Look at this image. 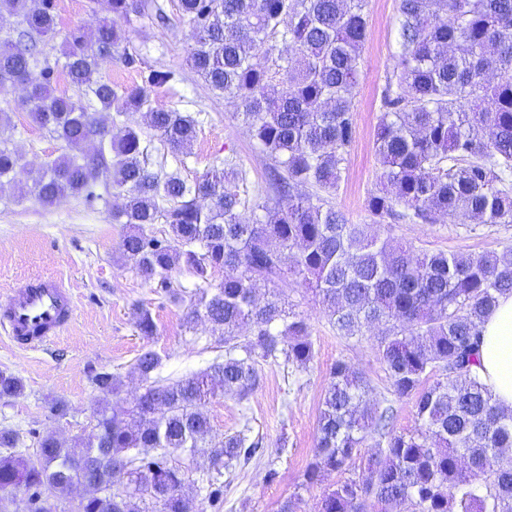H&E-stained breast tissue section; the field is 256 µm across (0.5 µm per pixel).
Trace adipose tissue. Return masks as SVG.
Segmentation results:
<instances>
[{
	"instance_id": "obj_1",
	"label": "adipose tissue",
	"mask_w": 512,
	"mask_h": 512,
	"mask_svg": "<svg viewBox=\"0 0 512 512\" xmlns=\"http://www.w3.org/2000/svg\"><path fill=\"white\" fill-rule=\"evenodd\" d=\"M481 330V365L476 372L493 400L512 409V294L499 298Z\"/></svg>"
}]
</instances>
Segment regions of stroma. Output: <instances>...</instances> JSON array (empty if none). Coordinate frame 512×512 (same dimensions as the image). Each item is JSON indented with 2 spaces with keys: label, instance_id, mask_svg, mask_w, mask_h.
<instances>
[{
  "label": "stroma",
  "instance_id": "obj_1",
  "mask_svg": "<svg viewBox=\"0 0 512 512\" xmlns=\"http://www.w3.org/2000/svg\"><path fill=\"white\" fill-rule=\"evenodd\" d=\"M170 22L161 28L149 19L134 22L129 46L139 61L135 67L120 61L103 70L119 87L141 84L149 70H170L174 81L153 89L151 105L193 116L196 135L186 153L160 154L166 170L178 171L187 186L224 159H232L253 181L264 180L271 159L224 97L210 90L189 67L193 43L191 27L180 18L173 0H164ZM400 0H368L367 39L359 64L358 82L352 90L355 104V139L346 172L336 191L326 198L354 224L370 223L367 202L381 186V169L375 155V128L381 114V95L396 69L400 54L399 31L403 22ZM108 14L107 0H57L60 32L81 26L94 30ZM22 87L0 97V107L12 105L13 147L32 167L65 153L63 143L34 123L19 109ZM99 198L87 203L67 197L53 204L33 198L18 199L12 188L0 189V294L16 281L36 275L54 276L72 288L75 318L53 344L43 350L13 346L0 331V372L20 378L21 397L0 400V429H12L22 440L21 451L31 452L32 434H54L67 444L87 437L103 400L93 384L102 370L122 381L120 396L132 402L141 391L133 366L144 348L162 358L161 373L181 377L205 369L220 350L208 323L187 324L186 306L174 302L156 281L145 280L123 256L125 225L112 223L110 205L115 189L98 186ZM381 238L428 251L502 252L512 247V224L488 226L440 219L435 224H407L385 220L378 224ZM282 294L289 308L306 319L311 329L315 357L309 369L296 372L284 361L260 363V385L249 400L217 395L207 406L212 436L249 426L262 438L269 459L251 462L224 486V512H278L281 502L298 497L297 512H316L322 492L341 480V473L326 475L302 487V473L313 458L317 418L331 366L342 360L362 372L373 398L390 397L391 391L376 344L385 328L371 326L360 338L338 336L318 297L301 282H292ZM148 307L157 331L152 338L136 327V306ZM65 405V416L54 415V403ZM278 476L268 480V468Z\"/></svg>",
  "mask_w": 512,
  "mask_h": 512
}]
</instances>
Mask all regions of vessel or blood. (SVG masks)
Here are the masks:
<instances>
[{"label": "vessel or blood", "mask_w": 512, "mask_h": 512, "mask_svg": "<svg viewBox=\"0 0 512 512\" xmlns=\"http://www.w3.org/2000/svg\"><path fill=\"white\" fill-rule=\"evenodd\" d=\"M75 311L73 292L62 280L27 279L0 295V329L17 347L39 349L64 332Z\"/></svg>", "instance_id": "vessel-or-blood-1"}]
</instances>
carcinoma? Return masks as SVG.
I'll return each mask as SVG.
<instances>
[{"label":"carcinoma","instance_id":"cac0c4a2","mask_svg":"<svg viewBox=\"0 0 512 512\" xmlns=\"http://www.w3.org/2000/svg\"><path fill=\"white\" fill-rule=\"evenodd\" d=\"M112 17L91 34L59 35L56 0H0L16 18L17 37L0 36V90L24 85L19 103L32 121L75 151L33 168L11 146V117L0 113V188L21 199L54 203L67 196L93 203L102 180L122 192L112 222L129 232L122 250L147 280L188 301L186 320L203 319L224 344V358L182 378L158 375L162 359L142 351L134 369L143 392L132 406L105 402L85 440L68 446L53 434L36 450H17L18 434L0 431V490L22 488L29 512H54V502L81 480L112 483L92 491L79 512H222L224 474L263 455L248 426L212 441L205 407L219 393L246 400L259 383L258 364L283 358L304 372L314 359L305 319L280 293L260 302L259 284L300 278L314 288L338 335L362 336L391 325L378 339L391 394L414 401L419 428L394 429L391 404L370 400L366 378L338 360L318 415L313 460L303 485L325 472L351 471L325 490L318 512H512V411L493 401L473 367L481 329L500 295L512 293V249L501 253L418 251L381 240L371 224H351L309 189L336 191L354 139L352 88L367 32L366 0H178L192 28L191 68L238 111L274 162L270 188L249 194L247 172L231 161L190 188L141 132L96 114L148 108L150 127L177 155L196 121L150 107V93L175 78L152 69L140 85L117 88L104 64L137 58L118 52L126 40L114 19L170 21L158 0H108ZM401 57L382 91L375 154L384 189L371 194L370 215L383 221L435 224L460 217L476 224H512V0H400ZM62 37V73L77 89L57 91V65L38 59V44ZM282 44L288 56L277 45ZM100 146L83 154L93 141ZM262 215L248 222L241 209ZM171 237H158L156 224ZM187 270L196 287L169 278ZM224 280L212 284L213 274ZM144 337L156 334L149 309L136 307ZM249 336H239L241 328ZM105 397L121 382L95 375ZM21 380L0 372V400L23 394ZM374 452L353 470L367 439ZM207 457L203 506L184 494L188 469L173 459ZM112 462V474L98 466Z\"/></svg>","mask_w":512,"mask_h":512}]
</instances>
